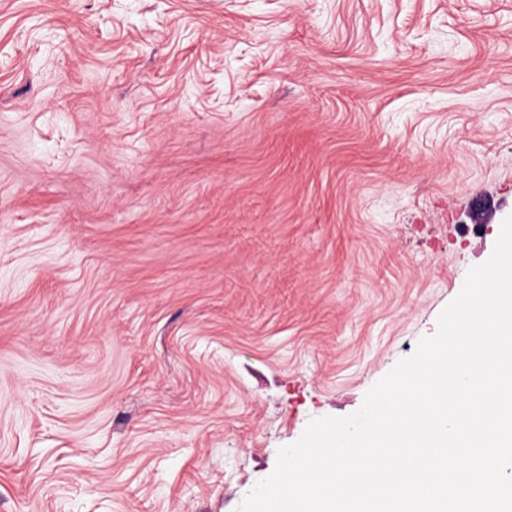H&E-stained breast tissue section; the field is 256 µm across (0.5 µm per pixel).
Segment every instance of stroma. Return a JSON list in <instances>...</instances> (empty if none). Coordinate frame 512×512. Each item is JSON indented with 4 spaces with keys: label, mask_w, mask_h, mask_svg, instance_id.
Listing matches in <instances>:
<instances>
[{
    "label": "stroma",
    "mask_w": 512,
    "mask_h": 512,
    "mask_svg": "<svg viewBox=\"0 0 512 512\" xmlns=\"http://www.w3.org/2000/svg\"><path fill=\"white\" fill-rule=\"evenodd\" d=\"M511 215L512 0H0V512H236Z\"/></svg>",
    "instance_id": "obj_1"
}]
</instances>
